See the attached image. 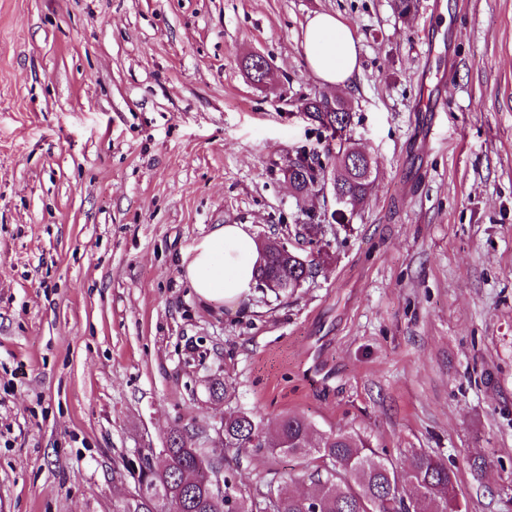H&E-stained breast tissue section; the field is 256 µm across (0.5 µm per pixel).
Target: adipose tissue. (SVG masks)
I'll return each mask as SVG.
<instances>
[{
    "label": "adipose tissue",
    "instance_id": "1",
    "mask_svg": "<svg viewBox=\"0 0 512 512\" xmlns=\"http://www.w3.org/2000/svg\"><path fill=\"white\" fill-rule=\"evenodd\" d=\"M302 46L310 70L328 86H346L360 70L359 41L332 13L309 18ZM262 261L250 225L221 224L188 249L182 271L200 300L234 307L251 294Z\"/></svg>",
    "mask_w": 512,
    "mask_h": 512
}]
</instances>
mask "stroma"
<instances>
[{
  "instance_id": "35a3bbf8",
  "label": "stroma",
  "mask_w": 512,
  "mask_h": 512,
  "mask_svg": "<svg viewBox=\"0 0 512 512\" xmlns=\"http://www.w3.org/2000/svg\"><path fill=\"white\" fill-rule=\"evenodd\" d=\"M322 11L350 85L305 63ZM316 96L368 198L294 295L204 304L181 260L215 225L335 210L283 173L333 146ZM242 412L431 450L468 512H512V0H0V512H114L178 427L244 495L303 489L306 460L222 448ZM302 46L310 70L330 87H344L360 70L359 41L351 27L329 12L306 23Z\"/></svg>"
}]
</instances>
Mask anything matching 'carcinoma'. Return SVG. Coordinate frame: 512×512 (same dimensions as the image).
<instances>
[{
  "label": "carcinoma",
  "mask_w": 512,
  "mask_h": 512,
  "mask_svg": "<svg viewBox=\"0 0 512 512\" xmlns=\"http://www.w3.org/2000/svg\"><path fill=\"white\" fill-rule=\"evenodd\" d=\"M305 110L330 138L338 140L336 153H304L289 162L285 175L297 191L331 184L333 194L346 197L336 203L331 217L343 219L367 199L377 161L364 157L355 143L342 138L350 123L345 100L337 98L327 104L325 98L314 97L305 104ZM328 228V224L307 221L294 225L291 233L296 240L313 244L322 241ZM316 271L315 259L303 249L292 248L285 256L273 243L265 249L256 286L263 288L271 281L273 292L288 294L302 287ZM192 440L187 430H174L163 461L156 462L149 455L141 459L135 487L144 485L155 494L179 497L183 512H258L256 504L238 490L231 474L224 475V495L209 493L219 462L193 446ZM224 447L313 455L320 461L307 473L315 492L270 489L264 496L266 512H467L459 499L455 472L443 458L424 448L403 449L400 463L386 449L372 447L360 432L340 429L317 435L311 422L297 415L282 417L270 432L262 419L247 412L224 420ZM155 507L151 498L128 496L115 512H152Z\"/></svg>",
  "instance_id": "obj_1"
}]
</instances>
